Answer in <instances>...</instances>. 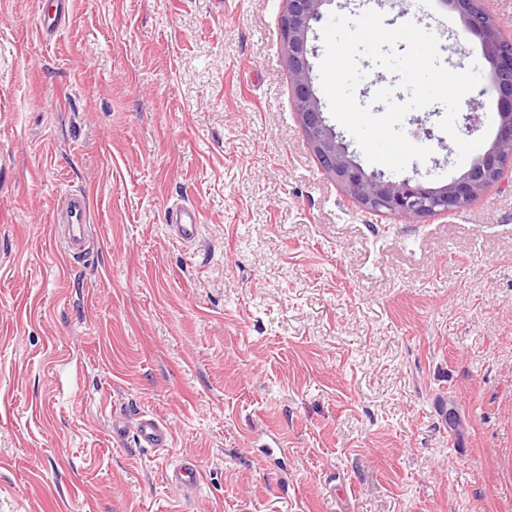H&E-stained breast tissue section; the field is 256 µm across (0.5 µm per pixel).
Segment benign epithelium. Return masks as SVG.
<instances>
[{
	"instance_id": "1",
	"label": "benign epithelium",
	"mask_w": 512,
	"mask_h": 512,
	"mask_svg": "<svg viewBox=\"0 0 512 512\" xmlns=\"http://www.w3.org/2000/svg\"><path fill=\"white\" fill-rule=\"evenodd\" d=\"M283 2L281 40L292 76L294 112L321 167L332 174L364 210L409 219L459 211L512 161V43L501 40L494 24L480 18L476 11L477 0L441 2L462 15L466 29L481 39L483 56L492 65L493 85L499 94L495 137L488 150L472 160L459 177L439 187H427L413 178L393 180L379 172L368 173L349 152L343 133L327 123L312 82L310 56L315 50L309 44V34L324 18L322 6L331 0Z\"/></svg>"
}]
</instances>
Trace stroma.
<instances>
[{
	"label": "stroma",
	"mask_w": 512,
	"mask_h": 512,
	"mask_svg": "<svg viewBox=\"0 0 512 512\" xmlns=\"http://www.w3.org/2000/svg\"><path fill=\"white\" fill-rule=\"evenodd\" d=\"M40 4L0 0V512H512V164L457 212H363L296 118L281 0H70L45 41ZM368 9L451 71L486 64L441 0L323 12ZM360 67V105L407 100ZM444 114L402 124L429 187L462 172ZM71 190L92 208L73 260ZM143 414L169 448L139 444ZM168 221L179 239L189 242L196 238L200 221L199 212L194 207L184 206L169 212ZM201 472L192 460H185L166 472L168 484L189 497L200 484Z\"/></svg>",
	"instance_id": "obj_1"
}]
</instances>
